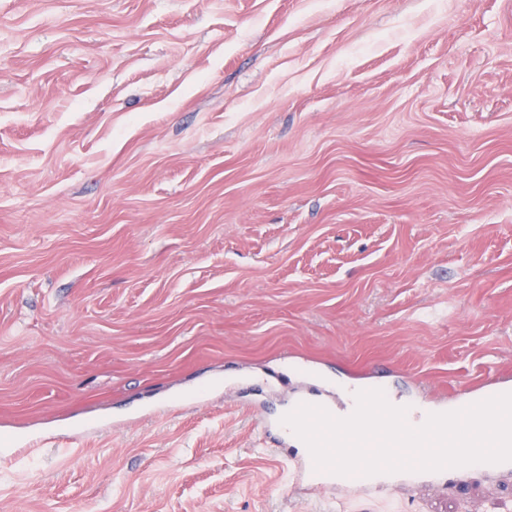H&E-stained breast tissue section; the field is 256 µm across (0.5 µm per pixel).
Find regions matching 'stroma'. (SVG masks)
<instances>
[{
  "mask_svg": "<svg viewBox=\"0 0 512 512\" xmlns=\"http://www.w3.org/2000/svg\"><path fill=\"white\" fill-rule=\"evenodd\" d=\"M292 363L512 376V0H0V512H512L298 479Z\"/></svg>",
  "mask_w": 512,
  "mask_h": 512,
  "instance_id": "stroma-1",
  "label": "stroma"
}]
</instances>
